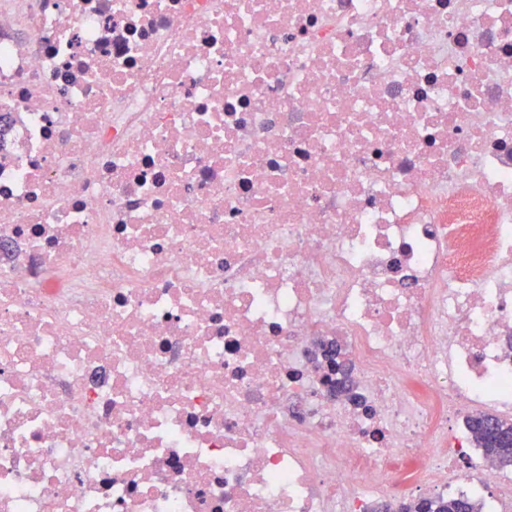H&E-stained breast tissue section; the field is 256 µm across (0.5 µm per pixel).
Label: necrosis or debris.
<instances>
[{
	"mask_svg": "<svg viewBox=\"0 0 512 512\" xmlns=\"http://www.w3.org/2000/svg\"><path fill=\"white\" fill-rule=\"evenodd\" d=\"M476 407L512 0H0V512H504ZM462 505L468 508L467 512H480L482 508L479 502L470 498L448 497V500L422 499L413 504H403V510L394 512H460Z\"/></svg>",
	"mask_w": 512,
	"mask_h": 512,
	"instance_id": "1",
	"label": "necrosis or debris"
}]
</instances>
